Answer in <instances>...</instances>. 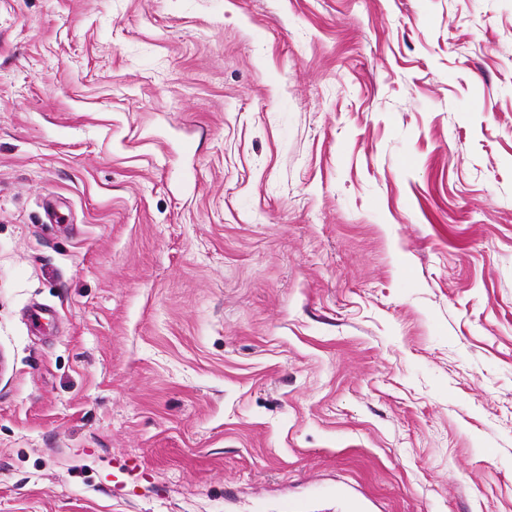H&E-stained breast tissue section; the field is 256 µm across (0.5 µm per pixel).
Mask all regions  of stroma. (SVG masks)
<instances>
[{
  "label": "stroma",
  "mask_w": 512,
  "mask_h": 512,
  "mask_svg": "<svg viewBox=\"0 0 512 512\" xmlns=\"http://www.w3.org/2000/svg\"><path fill=\"white\" fill-rule=\"evenodd\" d=\"M339 481L512 512V0H0V512Z\"/></svg>",
  "instance_id": "obj_1"
}]
</instances>
